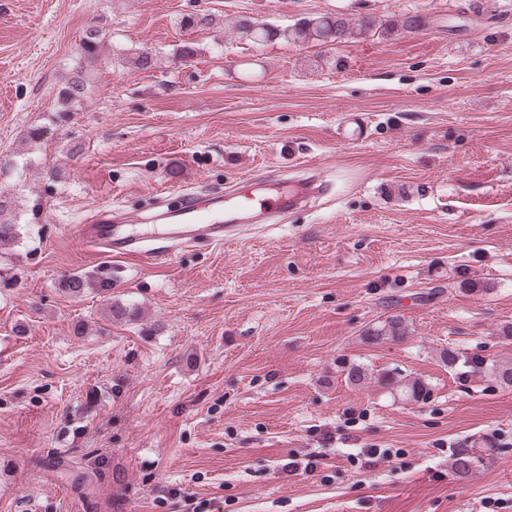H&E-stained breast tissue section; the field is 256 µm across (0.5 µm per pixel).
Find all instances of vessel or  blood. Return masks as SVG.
<instances>
[{
  "label": "vessel or blood",
  "mask_w": 512,
  "mask_h": 512,
  "mask_svg": "<svg viewBox=\"0 0 512 512\" xmlns=\"http://www.w3.org/2000/svg\"><path fill=\"white\" fill-rule=\"evenodd\" d=\"M292 203L287 193L266 192L255 180L244 179L222 201L183 194L179 207L168 213L166 230L155 247L148 244L135 225L124 223L103 207L97 208L85 223L70 226L69 231L89 252L146 263L172 258L179 249L199 239L223 244L230 227L251 222L262 213L286 212Z\"/></svg>",
  "instance_id": "1"
}]
</instances>
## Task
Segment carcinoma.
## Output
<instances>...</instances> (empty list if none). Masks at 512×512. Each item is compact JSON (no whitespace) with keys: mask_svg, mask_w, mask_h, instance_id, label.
Returning <instances> with one entry per match:
<instances>
[{"mask_svg":"<svg viewBox=\"0 0 512 512\" xmlns=\"http://www.w3.org/2000/svg\"><path fill=\"white\" fill-rule=\"evenodd\" d=\"M214 24L215 16L204 13L187 14L181 20V26L187 31L202 32L210 29ZM376 27V19L372 17L364 16L353 22L343 15L317 16L286 27L257 22L247 17L238 19L236 23L239 39L255 44L286 40L303 44L319 43L335 46L366 35ZM102 61L100 31L96 26L90 25L80 41L72 66V76L58 94L57 119L59 121H64L69 113L78 111L87 92L89 75ZM405 336L406 328L402 321L393 316L387 319L383 326L374 329L369 340L378 343L384 340H399ZM441 358L450 368L469 367L475 373L487 374L504 387H512V361L486 364L484 360L471 358L456 349L442 351ZM378 381L388 388H397L404 400L409 402H423L429 395L427 383L418 378L397 379L389 376L385 371L379 374ZM479 462L480 458L475 453L468 449H461L455 454L452 467L458 475L468 476L477 468Z\"/></svg>","mask_w":512,"mask_h":512,"instance_id":"cac0c4a2","label":"carcinoma"}]
</instances>
